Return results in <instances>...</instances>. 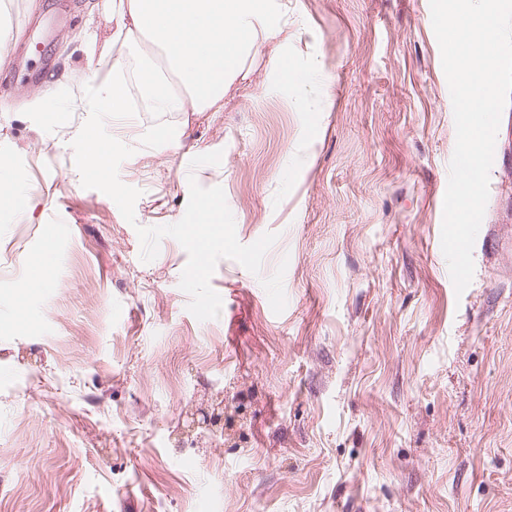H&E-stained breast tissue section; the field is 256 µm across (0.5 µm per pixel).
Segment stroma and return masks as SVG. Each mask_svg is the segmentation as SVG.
I'll return each instance as SVG.
<instances>
[{"mask_svg":"<svg viewBox=\"0 0 512 512\" xmlns=\"http://www.w3.org/2000/svg\"><path fill=\"white\" fill-rule=\"evenodd\" d=\"M98 2L5 0L0 163L32 209L0 201V512H512V104L479 230L497 244L459 295L429 0H274L279 45L223 111L107 120L134 149L132 224L71 148L70 89L112 74L87 49L112 31ZM192 177L223 188L240 243L277 236L259 274L219 260L207 321L185 249L142 262L135 231L179 221Z\"/></svg>","mask_w":512,"mask_h":512,"instance_id":"1","label":"stroma"}]
</instances>
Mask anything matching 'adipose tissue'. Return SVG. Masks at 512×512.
I'll return each mask as SVG.
<instances>
[{"instance_id": "adipose-tissue-1", "label": "adipose tissue", "mask_w": 512, "mask_h": 512, "mask_svg": "<svg viewBox=\"0 0 512 512\" xmlns=\"http://www.w3.org/2000/svg\"><path fill=\"white\" fill-rule=\"evenodd\" d=\"M112 24V75L91 110L128 111L132 72L154 112H218L245 61L280 30L271 0H100Z\"/></svg>"}]
</instances>
